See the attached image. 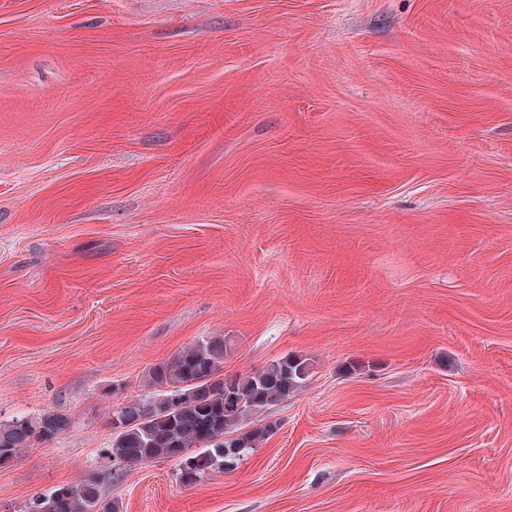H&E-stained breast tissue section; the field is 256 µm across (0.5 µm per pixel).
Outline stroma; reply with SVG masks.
I'll list each match as a JSON object with an SVG mask.
<instances>
[{
  "label": "stroma",
  "mask_w": 512,
  "mask_h": 512,
  "mask_svg": "<svg viewBox=\"0 0 512 512\" xmlns=\"http://www.w3.org/2000/svg\"><path fill=\"white\" fill-rule=\"evenodd\" d=\"M310 360L191 487L106 457L185 347ZM0 512H512V0H0ZM70 420L60 413H43L37 418H16L0 423V465L15 461L35 443L57 439L69 427ZM30 512H116V508L106 501L99 479L90 476L34 496Z\"/></svg>",
  "instance_id": "1"
}]
</instances>
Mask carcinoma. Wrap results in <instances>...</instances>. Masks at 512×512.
Here are the masks:
<instances>
[{
	"instance_id": "obj_1",
	"label": "carcinoma",
	"mask_w": 512,
	"mask_h": 512,
	"mask_svg": "<svg viewBox=\"0 0 512 512\" xmlns=\"http://www.w3.org/2000/svg\"><path fill=\"white\" fill-rule=\"evenodd\" d=\"M230 342L210 337L185 348L172 361L149 372L143 398L118 405L124 420L108 454L129 465L160 459L179 462L177 479L198 484L211 473L234 470L250 451L267 441L272 423L246 431L239 426L292 396L309 377V359L284 356L252 374L224 379ZM70 420L60 413L0 423V465L15 461L37 442L57 439ZM30 512H116L98 478L60 486L32 498Z\"/></svg>"
}]
</instances>
